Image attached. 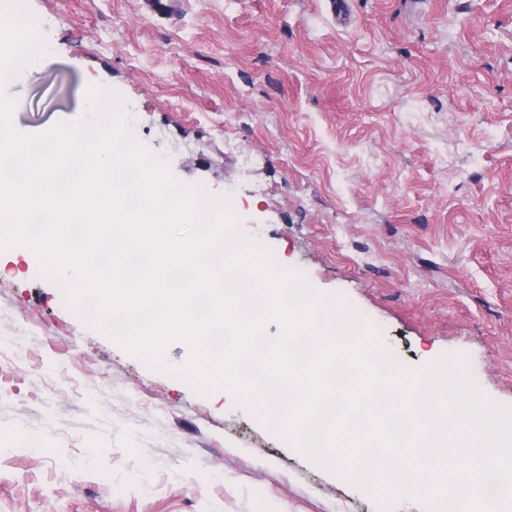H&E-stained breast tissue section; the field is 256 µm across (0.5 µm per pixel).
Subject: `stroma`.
Wrapping results in <instances>:
<instances>
[{
  "label": "stroma",
  "mask_w": 512,
  "mask_h": 512,
  "mask_svg": "<svg viewBox=\"0 0 512 512\" xmlns=\"http://www.w3.org/2000/svg\"><path fill=\"white\" fill-rule=\"evenodd\" d=\"M25 134L116 92L172 175L400 363L512 408V0H22ZM121 348L0 252V512H427Z\"/></svg>",
  "instance_id": "obj_1"
}]
</instances>
